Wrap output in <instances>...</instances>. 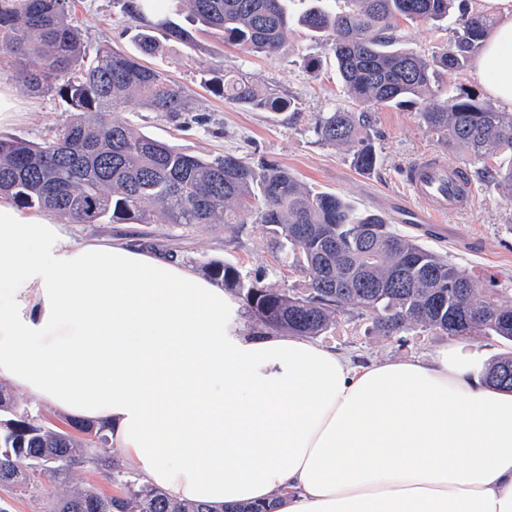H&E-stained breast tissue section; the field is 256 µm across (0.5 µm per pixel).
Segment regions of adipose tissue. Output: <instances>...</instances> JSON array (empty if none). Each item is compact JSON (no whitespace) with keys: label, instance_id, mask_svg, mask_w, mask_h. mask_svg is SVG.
<instances>
[{"label":"adipose tissue","instance_id":"1","mask_svg":"<svg viewBox=\"0 0 512 512\" xmlns=\"http://www.w3.org/2000/svg\"><path fill=\"white\" fill-rule=\"evenodd\" d=\"M472 60L512 110V0ZM0 382L103 424L180 501L274 512H512V392L452 342L359 364L244 334L228 293L134 240L79 239L0 194Z\"/></svg>","mask_w":512,"mask_h":512}]
</instances>
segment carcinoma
Masks as SVG:
<instances>
[{"mask_svg": "<svg viewBox=\"0 0 512 512\" xmlns=\"http://www.w3.org/2000/svg\"><path fill=\"white\" fill-rule=\"evenodd\" d=\"M462 3V27L448 47L428 60L392 48L400 23L435 24ZM191 22L248 53L274 55L295 27L330 40L337 70L362 108H338L314 119L320 140L352 155L361 171L378 154L370 133L373 107H413L429 91L435 68L462 71L492 26L471 14L467 0H342L336 11L313 0L298 16L288 0H181ZM70 0H0V55L17 60L15 78L31 94L57 92L75 117L41 143L0 137V193L24 209L74 224H244L271 230L278 245L299 255L307 295L293 297L233 265L206 262L212 279L234 291L267 328L284 336H318L350 309L376 315L388 333L415 329L465 337L477 333L512 341V300L494 280L481 281L388 223L358 211L344 198L314 192L288 169L226 154L204 158L154 140L112 118L119 109L146 106L179 116L192 111L166 71L107 46L87 47L69 19ZM244 110L283 111L291 100L262 91L245 77L224 73L216 88ZM420 117L450 154L475 161L512 154V112H497L459 91L426 106ZM479 180L512 192V163L481 165ZM489 380L512 390V357L491 364ZM0 485L23 493L44 489L42 477L63 476L91 460L111 461L108 495L90 487L60 499L56 512H273L241 504L231 510L171 498L111 460L102 425L70 419L68 429L43 423L41 412L17 406L0 390Z\"/></svg>", "mask_w": 512, "mask_h": 512, "instance_id": "carcinoma-1", "label": "carcinoma"}]
</instances>
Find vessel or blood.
I'll return each mask as SVG.
<instances>
[{
    "label": "vessel or blood",
    "mask_w": 512,
    "mask_h": 512,
    "mask_svg": "<svg viewBox=\"0 0 512 512\" xmlns=\"http://www.w3.org/2000/svg\"><path fill=\"white\" fill-rule=\"evenodd\" d=\"M404 182L418 204L413 218L422 224L442 223L448 215L470 211L475 203L465 168L437 154H426L408 167Z\"/></svg>",
    "instance_id": "obj_1"
}]
</instances>
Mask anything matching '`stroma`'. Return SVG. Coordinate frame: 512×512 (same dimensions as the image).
<instances>
[{"label": "stroma", "mask_w": 512, "mask_h": 512, "mask_svg": "<svg viewBox=\"0 0 512 512\" xmlns=\"http://www.w3.org/2000/svg\"><path fill=\"white\" fill-rule=\"evenodd\" d=\"M70 14L89 47L110 45L124 53L138 54L136 32L146 29L147 20L136 21L123 13L120 0H71ZM460 14L450 11L438 27L402 24L397 45L425 56L441 52L459 28ZM144 62L166 70L183 87L196 110L195 117L172 119L167 113L145 107L114 112L113 118L156 140L187 153L206 158L233 154L250 160L276 162L317 192L334 193L358 210L383 213L405 233L446 253L449 260L479 279L495 278L499 289L512 298V199L496 187L475 182V206L466 214L449 215L435 235L425 225L401 224L395 204L405 197L401 174L406 166L426 153L441 152L415 108H382L371 114V133L379 154L376 168L363 172L354 167L349 153L323 144L313 131L314 117L338 108L355 109L337 70L329 46L296 29L274 56L253 55L211 34L194 31L191 41L160 39L155 54ZM250 77L259 87L275 89L291 98L292 109L283 112L243 110L226 104L212 91L225 72ZM0 85L15 91L22 107L11 121L0 124V136L40 142L69 118L65 105L53 92L30 95L21 91L9 62L0 63ZM465 90L480 101L488 96L472 69L437 71L425 103L445 100L449 92ZM76 232L84 238H133L142 247L171 254L192 269L202 262L217 260L236 266L243 276L264 274L265 284L291 296L304 295L308 280L292 264L290 253L278 250L270 230L261 224H195L186 228L169 224H115L102 220L80 224ZM322 343L351 354L361 363L410 356H426L448 344V335L414 330L386 335L374 325L368 311L349 310L321 334ZM100 486L94 466L84 464L64 479L47 483L40 494H22L0 488V501L9 512H51L53 501L75 488Z\"/></svg>", "instance_id": "stroma-1"}]
</instances>
